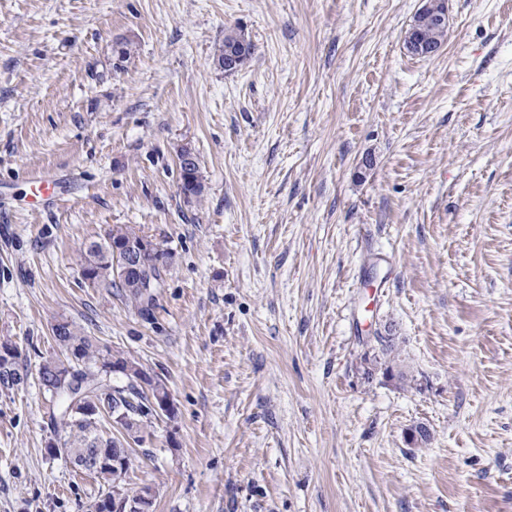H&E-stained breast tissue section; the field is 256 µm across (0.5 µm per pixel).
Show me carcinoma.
<instances>
[{"instance_id": "obj_1", "label": "carcinoma", "mask_w": 512, "mask_h": 512, "mask_svg": "<svg viewBox=\"0 0 512 512\" xmlns=\"http://www.w3.org/2000/svg\"><path fill=\"white\" fill-rule=\"evenodd\" d=\"M448 32V24L435 19L429 21L418 15L405 33L404 46L423 44L437 48ZM234 37H224V45L216 54L215 61L224 63V54L232 43L241 46L242 63L251 58L254 46L241 28L231 30ZM181 191L187 197H197L202 193L199 167H193L189 174H180ZM140 236L126 226L117 225L101 241H91L83 253L82 276L91 285L107 292L117 293L129 300L141 313L151 310L155 302V291L164 284V277L172 254L157 246L145 257L144 268L130 272L126 280L116 278L114 273L113 250L137 242ZM55 342L67 353L72 377L77 385H72L60 370L61 361L45 360L40 363L37 374L40 385L50 395L54 403L52 420L54 428L64 436L58 438L53 448L60 449L71 461L85 456L100 455L112 457V449L121 443L117 437L109 435L99 426L105 416L115 422L118 432L133 438V443L142 441L139 433L154 416L152 403L157 395L167 392L165 383L149 376L139 363L124 354L108 347H101L84 335L72 322L63 321L61 332L54 337ZM134 365L137 371L127 377L124 386L112 385L111 378L100 374L102 369L116 366L126 369ZM28 370L18 363L17 346L5 341L0 344V387L11 390L25 382ZM100 485L107 491L88 505V512H110L112 503V477L102 470L94 473Z\"/></svg>"}]
</instances>
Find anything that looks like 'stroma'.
<instances>
[{
	"label": "stroma",
	"mask_w": 512,
	"mask_h": 512,
	"mask_svg": "<svg viewBox=\"0 0 512 512\" xmlns=\"http://www.w3.org/2000/svg\"><path fill=\"white\" fill-rule=\"evenodd\" d=\"M421 6L0 0V342L28 368L0 512L101 492L49 449L61 320L174 400L124 475L154 512H512V0H448L432 57L404 48ZM33 172L62 199L31 204ZM117 224L172 253L149 313L81 275ZM386 329L402 384L368 368Z\"/></svg>",
	"instance_id": "35a3bbf8"
}]
</instances>
